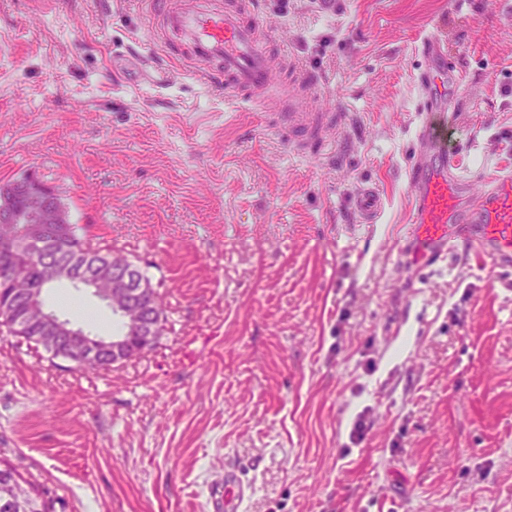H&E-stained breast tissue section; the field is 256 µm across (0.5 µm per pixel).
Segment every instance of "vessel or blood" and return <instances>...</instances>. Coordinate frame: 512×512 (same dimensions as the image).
<instances>
[{
  "instance_id": "vessel-or-blood-1",
  "label": "vessel or blood",
  "mask_w": 512,
  "mask_h": 512,
  "mask_svg": "<svg viewBox=\"0 0 512 512\" xmlns=\"http://www.w3.org/2000/svg\"><path fill=\"white\" fill-rule=\"evenodd\" d=\"M149 20L157 22L162 49L178 50L180 61L199 80L224 87L236 100L261 102L273 92L285 97L279 119L292 147L305 150L321 140L326 125H342L341 112H310L303 94L313 93L318 75L300 72L289 88L258 36L257 4L245 0H143ZM428 66L419 80L422 118L416 129V151L409 166L413 217L406 247L419 261H438L459 243L477 246L481 257L512 266V175L488 178L473 192L446 142L448 114L455 109L458 71L448 65L440 34L423 43ZM383 203L377 189L361 186L354 195L359 223H377ZM214 512H242L249 486L239 473H225Z\"/></svg>"
}]
</instances>
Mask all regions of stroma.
<instances>
[{"label": "stroma", "mask_w": 512, "mask_h": 512, "mask_svg": "<svg viewBox=\"0 0 512 512\" xmlns=\"http://www.w3.org/2000/svg\"><path fill=\"white\" fill-rule=\"evenodd\" d=\"M259 2L272 52L321 76L313 107L348 115L326 146L294 151L273 107L180 62L146 81L140 0H0V185L37 178L166 316L153 350L97 372L0 335V454L56 512H208L232 468L246 512H512V267L466 244L429 267L402 240L434 31L462 75L465 176L512 172V0ZM366 184L376 224L353 212ZM45 297L117 331L90 289ZM383 203L373 185L361 186L354 195V210L359 223L376 224L382 212Z\"/></svg>", "instance_id": "35a3bbf8"}]
</instances>
